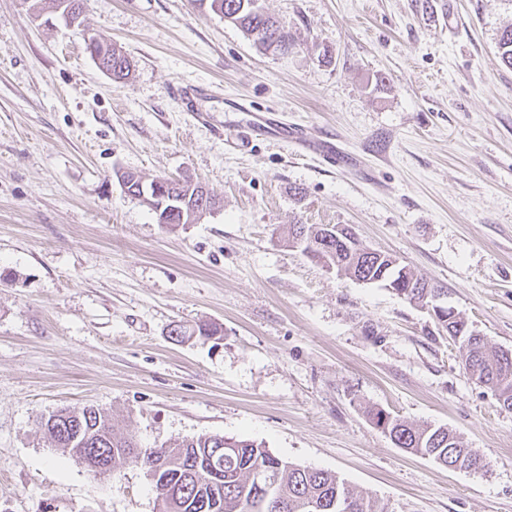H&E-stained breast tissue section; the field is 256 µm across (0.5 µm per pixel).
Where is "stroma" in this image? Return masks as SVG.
<instances>
[{
    "mask_svg": "<svg viewBox=\"0 0 512 512\" xmlns=\"http://www.w3.org/2000/svg\"><path fill=\"white\" fill-rule=\"evenodd\" d=\"M262 0L295 39L260 51L210 0H86L81 27L0 0V512H156L143 469L93 475L40 422L93 404L142 444L221 434L337 473L389 512H512V410L457 342L379 284L288 244L346 224L512 350V0ZM131 62L111 79L86 37ZM212 86L199 122L173 97ZM334 138L332 167L251 116ZM122 170L204 184L163 227ZM210 322L219 339L177 341ZM378 407L456 432L489 471L397 448Z\"/></svg>",
    "mask_w": 512,
    "mask_h": 512,
    "instance_id": "35a3bbf8",
    "label": "stroma"
}]
</instances>
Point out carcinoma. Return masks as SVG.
Instances as JSON below:
<instances>
[{
    "mask_svg": "<svg viewBox=\"0 0 512 512\" xmlns=\"http://www.w3.org/2000/svg\"><path fill=\"white\" fill-rule=\"evenodd\" d=\"M211 7L238 25L264 51L281 49L283 40L293 44L291 33L263 10L260 0H211ZM498 49L502 63L512 68V26L501 31ZM98 52L112 60V78L121 80L129 75L121 69V64L129 63L122 52L107 44ZM189 190L190 185L185 184L157 205L164 213L172 212L187 201L193 202V197L187 196ZM318 261L340 263L345 275L357 280H373L382 274L401 279L404 299L420 306L426 291H440L411 271L403 273L385 260L339 248L334 236L322 241ZM462 364L472 381L489 388L502 407L512 409V360L504 349L483 336H472ZM367 415L398 448L444 467L459 460L475 472L488 466L480 454L444 426H414L380 408L368 410ZM41 429L54 447L69 450L78 460L104 456L115 462L129 457L146 471L160 465L162 471L154 482L157 512H308L303 505L310 501L322 507L320 512H388L379 500L355 492L338 475L285 462L253 441L202 434L147 451L141 449L134 435L114 427L109 411L94 405L61 409L44 419ZM257 467L264 468L275 484L268 496L251 478Z\"/></svg>",
    "mask_w": 512,
    "mask_h": 512,
    "instance_id": "obj_1",
    "label": "carcinoma"
}]
</instances>
